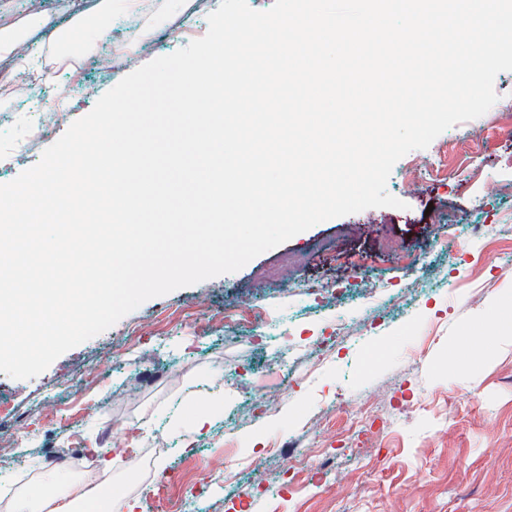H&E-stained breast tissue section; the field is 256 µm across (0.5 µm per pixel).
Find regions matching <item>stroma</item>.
I'll use <instances>...</instances> for the list:
<instances>
[{
	"mask_svg": "<svg viewBox=\"0 0 512 512\" xmlns=\"http://www.w3.org/2000/svg\"><path fill=\"white\" fill-rule=\"evenodd\" d=\"M161 2L169 23L154 39H136L135 21L113 31L128 43L119 66L58 78L68 112L0 169V184L36 165L129 66L206 35L214 0ZM494 90L484 115L396 162L386 190L403 208L319 223L238 271L149 299L33 378L0 372V399L13 406L0 423V488L19 484L21 460L32 471L24 492L40 494V455L93 448L104 490L131 512H167L144 480L154 472L170 496L205 499L208 512H512V335L482 313L512 291V71ZM442 146L446 175L406 177ZM347 256L364 260L378 289L370 300H358ZM326 284L343 295L311 293ZM340 323L350 330L341 339ZM318 346L327 355L314 364ZM281 353L301 373L278 366ZM257 406L263 414L245 422ZM296 449L334 484L291 483ZM187 451L207 457L214 478H183Z\"/></svg>",
	"mask_w": 512,
	"mask_h": 512,
	"instance_id": "stroma-1",
	"label": "stroma"
}]
</instances>
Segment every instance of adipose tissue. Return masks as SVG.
I'll list each match as a JSON object with an SVG mask.
<instances>
[{"label":"adipose tissue","mask_w":512,"mask_h":512,"mask_svg":"<svg viewBox=\"0 0 512 512\" xmlns=\"http://www.w3.org/2000/svg\"><path fill=\"white\" fill-rule=\"evenodd\" d=\"M143 7L144 0H62L60 13L54 14L43 9L41 0H30L28 13L22 15L14 0H0V68L12 77L17 95H31L50 60L85 59L114 25ZM47 481L62 488V500L39 501L23 494L12 512H117L111 495L82 490L63 472L49 473Z\"/></svg>","instance_id":"ef3b65f1"}]
</instances>
